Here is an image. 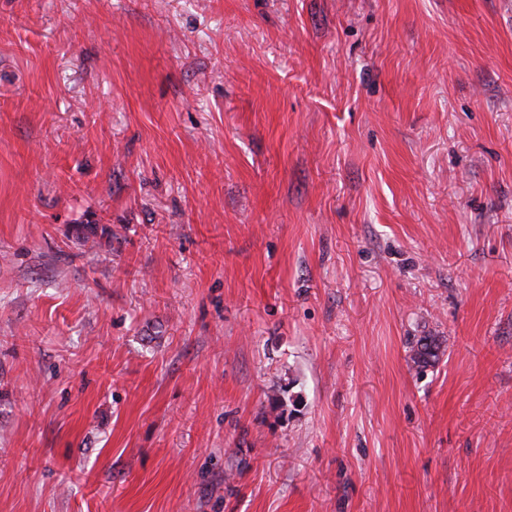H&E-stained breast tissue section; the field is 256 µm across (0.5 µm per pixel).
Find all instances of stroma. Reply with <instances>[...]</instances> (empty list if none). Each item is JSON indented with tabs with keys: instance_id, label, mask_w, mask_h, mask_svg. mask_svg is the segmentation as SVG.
I'll use <instances>...</instances> for the list:
<instances>
[{
	"instance_id": "obj_1",
	"label": "stroma",
	"mask_w": 512,
	"mask_h": 512,
	"mask_svg": "<svg viewBox=\"0 0 512 512\" xmlns=\"http://www.w3.org/2000/svg\"><path fill=\"white\" fill-rule=\"evenodd\" d=\"M0 512H512V0H0ZM440 348L439 336H422L412 346L411 359L417 367L426 368L438 359Z\"/></svg>"
}]
</instances>
